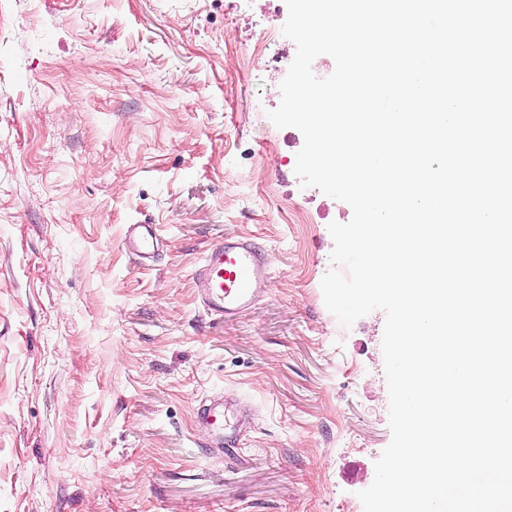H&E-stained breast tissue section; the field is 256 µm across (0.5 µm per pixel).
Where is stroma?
I'll return each instance as SVG.
<instances>
[{"mask_svg":"<svg viewBox=\"0 0 512 512\" xmlns=\"http://www.w3.org/2000/svg\"><path fill=\"white\" fill-rule=\"evenodd\" d=\"M284 0H0V512H364L391 440L374 311L321 280L348 222L268 117ZM131 224L163 243L149 265ZM249 237L256 304L207 313L193 273ZM235 401L237 458L196 409ZM124 246L139 264L153 260L158 254L159 238L152 224H131Z\"/></svg>","mask_w":512,"mask_h":512,"instance_id":"stroma-1","label":"stroma"}]
</instances>
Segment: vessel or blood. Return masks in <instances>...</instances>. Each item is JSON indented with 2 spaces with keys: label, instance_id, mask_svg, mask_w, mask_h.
I'll list each match as a JSON object with an SVG mask.
<instances>
[{
  "label": "vessel or blood",
  "instance_id": "b4317fda",
  "mask_svg": "<svg viewBox=\"0 0 512 512\" xmlns=\"http://www.w3.org/2000/svg\"><path fill=\"white\" fill-rule=\"evenodd\" d=\"M124 245L138 263L153 260L159 249V238L150 224L129 225ZM267 254L251 239L242 238L212 246L194 272L198 299L211 315L232 319L249 310L255 303V285L269 271ZM197 416L222 436L226 414L223 402L200 403Z\"/></svg>",
  "mask_w": 512,
  "mask_h": 512
}]
</instances>
